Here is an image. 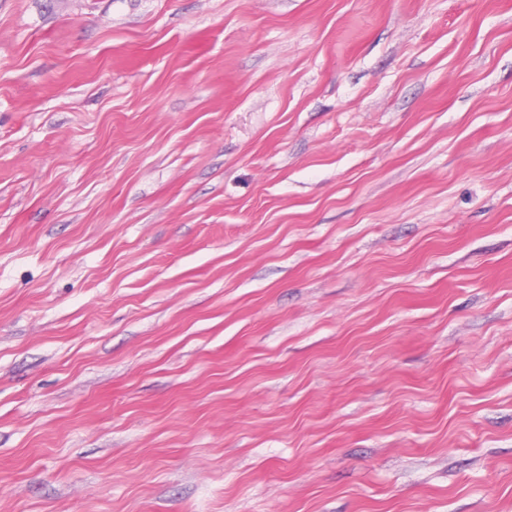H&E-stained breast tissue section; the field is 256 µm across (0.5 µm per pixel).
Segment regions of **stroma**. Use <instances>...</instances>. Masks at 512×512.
I'll return each instance as SVG.
<instances>
[{"label":"stroma","mask_w":512,"mask_h":512,"mask_svg":"<svg viewBox=\"0 0 512 512\" xmlns=\"http://www.w3.org/2000/svg\"><path fill=\"white\" fill-rule=\"evenodd\" d=\"M0 512H512V0H0Z\"/></svg>","instance_id":"obj_1"}]
</instances>
